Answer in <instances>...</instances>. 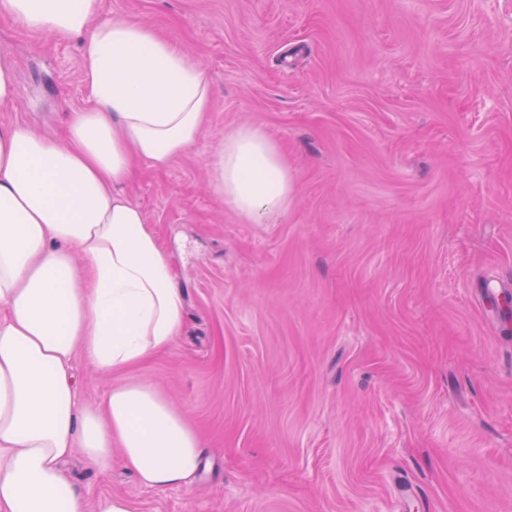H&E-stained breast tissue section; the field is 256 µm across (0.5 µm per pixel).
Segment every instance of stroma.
<instances>
[{
  "label": "stroma",
  "mask_w": 512,
  "mask_h": 512,
  "mask_svg": "<svg viewBox=\"0 0 512 512\" xmlns=\"http://www.w3.org/2000/svg\"><path fill=\"white\" fill-rule=\"evenodd\" d=\"M198 58V143L126 188L174 257L184 330L141 366L202 435L199 479L67 463L134 512H512V0H102ZM0 125L61 140L91 104L79 40L0 16ZM262 128L296 192L247 224L209 187ZM16 59L7 41L0 40V109L11 107L16 98Z\"/></svg>",
  "instance_id": "1"
}]
</instances>
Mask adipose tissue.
Listing matches in <instances>:
<instances>
[{"instance_id": "ef3b65f1", "label": "adipose tissue", "mask_w": 512, "mask_h": 512, "mask_svg": "<svg viewBox=\"0 0 512 512\" xmlns=\"http://www.w3.org/2000/svg\"><path fill=\"white\" fill-rule=\"evenodd\" d=\"M32 33L81 41L93 102L67 142L0 126V512H86L66 472L74 452L100 471L121 448L149 488L190 486L201 436L131 370L180 336L186 291L172 257L125 192L135 162L167 168L193 148L213 96L192 55L100 0H0ZM211 187L245 222L283 217L295 179L276 141L242 125L224 136ZM122 375L79 402L73 363Z\"/></svg>"}]
</instances>
